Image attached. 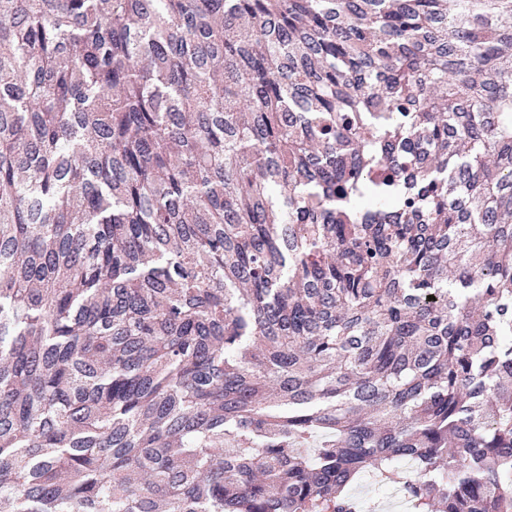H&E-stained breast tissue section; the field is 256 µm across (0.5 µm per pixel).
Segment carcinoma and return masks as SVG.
Returning <instances> with one entry per match:
<instances>
[{
	"label": "carcinoma",
	"instance_id": "carcinoma-1",
	"mask_svg": "<svg viewBox=\"0 0 512 512\" xmlns=\"http://www.w3.org/2000/svg\"><path fill=\"white\" fill-rule=\"evenodd\" d=\"M512 512V0H0V512Z\"/></svg>",
	"mask_w": 512,
	"mask_h": 512
}]
</instances>
